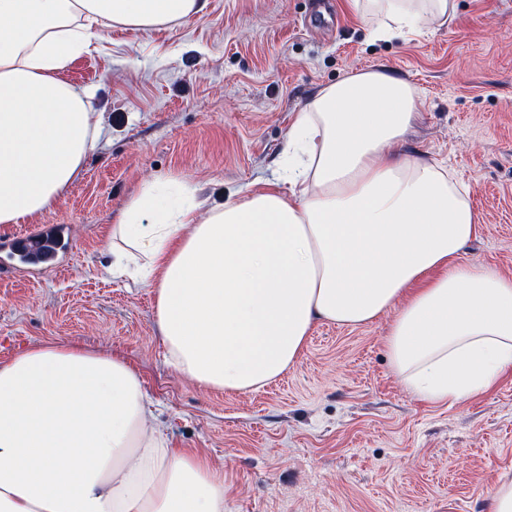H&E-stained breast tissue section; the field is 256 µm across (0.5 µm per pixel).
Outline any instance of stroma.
Segmentation results:
<instances>
[{
	"instance_id": "obj_1",
	"label": "stroma",
	"mask_w": 512,
	"mask_h": 512,
	"mask_svg": "<svg viewBox=\"0 0 512 512\" xmlns=\"http://www.w3.org/2000/svg\"><path fill=\"white\" fill-rule=\"evenodd\" d=\"M206 0L163 28L107 29L62 76L86 88L101 129L70 188L0 239L60 226L66 259L0 276V363L43 343L125 359L172 448L224 468V512H491L512 476V371L480 396L418 400L401 385L386 312L316 323L297 363L266 387L204 391L176 374L151 289L101 264L115 215L147 180L175 177L220 204L262 188L288 129L320 87L387 67L419 94L402 151L466 184L478 236L462 260L512 278V0H456L449 25L380 39L332 0Z\"/></svg>"
}]
</instances>
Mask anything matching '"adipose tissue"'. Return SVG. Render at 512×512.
<instances>
[{
  "label": "adipose tissue",
  "instance_id": "adipose-tissue-1",
  "mask_svg": "<svg viewBox=\"0 0 512 512\" xmlns=\"http://www.w3.org/2000/svg\"><path fill=\"white\" fill-rule=\"evenodd\" d=\"M386 37L452 21L455 0H348ZM205 0H0V224L57 201L94 150L85 88L61 73L98 29L157 27ZM418 94L385 70L320 88L288 130L268 189L207 206L146 183L112 224L109 270L152 288L169 363L249 392L293 366L316 322L389 310L393 369L455 403L512 370V279L462 263L479 232L468 187L400 151ZM0 512H224V473L170 448L125 360L42 343L0 363Z\"/></svg>",
  "mask_w": 512,
  "mask_h": 512
}]
</instances>
